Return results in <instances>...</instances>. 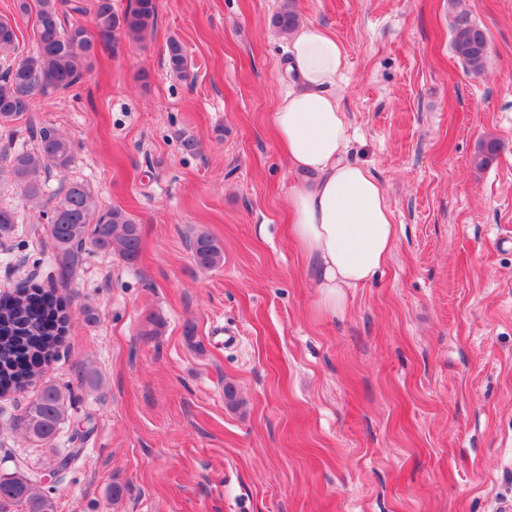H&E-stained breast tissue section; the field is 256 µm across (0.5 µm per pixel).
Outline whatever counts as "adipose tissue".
Listing matches in <instances>:
<instances>
[{"mask_svg": "<svg viewBox=\"0 0 512 512\" xmlns=\"http://www.w3.org/2000/svg\"><path fill=\"white\" fill-rule=\"evenodd\" d=\"M294 86L271 111L277 141L306 184L288 197L291 234L304 253L321 312H341L348 289L375 278L397 229L377 176L347 156V123L336 98L345 56L325 27L300 20L288 36Z\"/></svg>", "mask_w": 512, "mask_h": 512, "instance_id": "ef3b65f1", "label": "adipose tissue"}]
</instances>
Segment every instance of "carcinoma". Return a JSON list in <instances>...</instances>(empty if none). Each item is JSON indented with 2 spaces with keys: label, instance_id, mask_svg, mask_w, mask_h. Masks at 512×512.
<instances>
[{
  "label": "carcinoma",
  "instance_id": "obj_1",
  "mask_svg": "<svg viewBox=\"0 0 512 512\" xmlns=\"http://www.w3.org/2000/svg\"><path fill=\"white\" fill-rule=\"evenodd\" d=\"M157 0H132L122 13L112 0H92L90 7L69 0H19L20 13L31 22L36 51L20 60L19 66L6 63L15 47L17 33L7 19H0V126L6 127L32 111L35 102L54 92L74 91L91 70L93 60L110 49L117 32L140 38L154 26ZM92 16L96 33L82 23L66 24V13ZM299 17L294 0H288L274 19V27L286 33ZM455 54L474 75L485 71L487 38L485 31L468 14L457 15L453 25ZM171 72L188 76L184 45L172 38L167 43ZM500 151V143H482L472 164L482 170ZM75 161L72 143L63 135L43 127L33 150H15L0 156V181H6L24 199L40 204V218L55 251L60 274L72 276L83 263L91 246L116 252L128 264L141 254L139 225L121 207L106 211L82 181H71L46 196V179L51 170H69ZM18 214L11 206L0 205V239L11 235ZM198 267L211 269L223 262L221 244L208 232H198L191 242ZM69 313L53 291L24 288L0 301V390L21 388L39 379L54 358L61 336L67 329ZM65 395L53 383H45L20 418L21 430L30 440L48 444L65 419ZM30 475L17 470L0 476V512H54L53 499L37 492Z\"/></svg>",
  "mask_w": 512,
  "mask_h": 512
}]
</instances>
